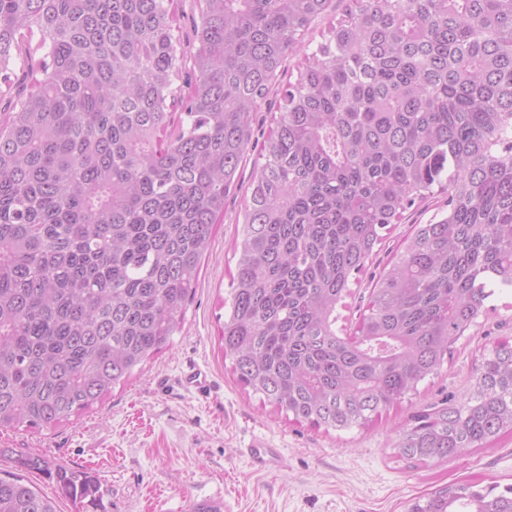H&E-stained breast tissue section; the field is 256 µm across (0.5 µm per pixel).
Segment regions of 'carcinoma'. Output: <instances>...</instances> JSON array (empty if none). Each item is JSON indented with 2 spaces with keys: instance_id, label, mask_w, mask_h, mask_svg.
Listing matches in <instances>:
<instances>
[{
  "instance_id": "obj_1",
  "label": "carcinoma",
  "mask_w": 512,
  "mask_h": 512,
  "mask_svg": "<svg viewBox=\"0 0 512 512\" xmlns=\"http://www.w3.org/2000/svg\"><path fill=\"white\" fill-rule=\"evenodd\" d=\"M199 2L186 75L174 0H0V97L15 64L29 76L0 121V431L71 421L173 344L251 144L224 357L293 421L373 425L512 289V0H348L260 143L254 112L331 0ZM437 192L445 209L415 225L341 334L352 276ZM505 434L507 338L394 449L436 460ZM13 463L101 507L94 476L37 453ZM0 512L56 509L10 474ZM408 512H512V487L453 484Z\"/></svg>"
}]
</instances>
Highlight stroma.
<instances>
[{"mask_svg":"<svg viewBox=\"0 0 512 512\" xmlns=\"http://www.w3.org/2000/svg\"><path fill=\"white\" fill-rule=\"evenodd\" d=\"M253 171L242 164L241 189L229 197L201 260L196 292L172 346L142 374L101 404L52 431H5L0 449L39 453L51 462L87 471L100 482L104 512H189L197 502L221 512H407L413 499L473 478L512 485V436L460 457L411 464L393 449L395 433L419 408L461 396L483 348L512 336V293L492 297L472 338L439 375L420 382L365 430L325 432L288 420L248 395L224 359L220 341L229 272L238 256L236 224ZM443 197L415 203L391 225L376 256L353 276L338 311L354 328L372 275L413 225L430 223ZM195 370L203 382L187 385ZM262 442L278 449L273 464L253 463L245 449Z\"/></svg>","mask_w":512,"mask_h":512,"instance_id":"35a3bbf8","label":"stroma"}]
</instances>
